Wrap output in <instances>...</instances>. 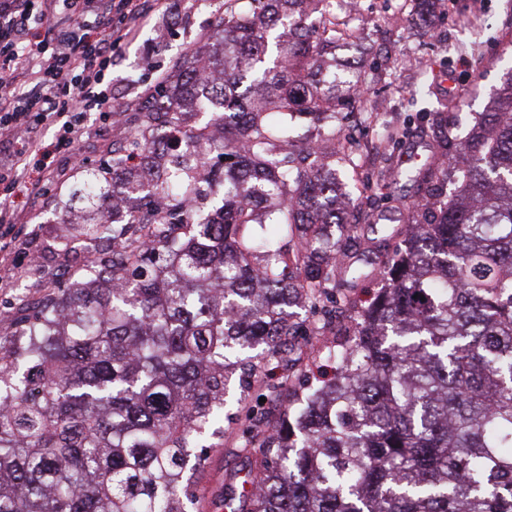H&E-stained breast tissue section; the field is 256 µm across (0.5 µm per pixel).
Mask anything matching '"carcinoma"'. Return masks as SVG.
I'll return each mask as SVG.
<instances>
[{"label":"carcinoma","mask_w":512,"mask_h":512,"mask_svg":"<svg viewBox=\"0 0 512 512\" xmlns=\"http://www.w3.org/2000/svg\"><path fill=\"white\" fill-rule=\"evenodd\" d=\"M326 4L224 0L142 100L112 177L80 172L75 287L0 335V512H195L236 418L230 378L295 371L299 309L335 336L327 370L274 426L249 418L261 465L227 512H512V68L463 137L434 115L439 155L404 173L416 198L381 287L333 332L336 269L372 276L342 255L336 181V122L368 78L336 56L358 35ZM217 127L224 169L193 180L204 162L180 139Z\"/></svg>","instance_id":"cac0c4a2"}]
</instances>
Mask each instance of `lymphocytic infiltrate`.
Segmentation results:
<instances>
[{
    "mask_svg": "<svg viewBox=\"0 0 512 512\" xmlns=\"http://www.w3.org/2000/svg\"><path fill=\"white\" fill-rule=\"evenodd\" d=\"M169 12V0H0V225L28 222L58 177L57 157L75 155L88 113L111 121L121 43Z\"/></svg>",
    "mask_w": 512,
    "mask_h": 512,
    "instance_id": "obj_1",
    "label": "lymphocytic infiltrate"
}]
</instances>
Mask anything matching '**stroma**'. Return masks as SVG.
Wrapping results in <instances>:
<instances>
[{"mask_svg": "<svg viewBox=\"0 0 512 512\" xmlns=\"http://www.w3.org/2000/svg\"><path fill=\"white\" fill-rule=\"evenodd\" d=\"M352 24L361 33L354 55L369 76L368 95L375 109L349 113L336 125L337 137L356 139L370 125L373 143H360L341 180L355 207L350 219L358 232L348 234L350 253L381 264L393 241L367 231L376 222L400 227L414 189L397 170L421 165L433 150L430 122L447 111L458 129L469 127L475 113L487 110L503 72L512 66V0H360ZM173 17L146 28L112 67L113 124L90 123L78 143L81 166L59 157L60 177L50 185L39 210L11 235L22 253L12 269L11 287L0 288V334L14 331L23 312L46 297L45 287H67L83 258L84 244L61 247L59 238L73 209L66 202L81 169H108L112 146L134 123L133 109L152 90L159 75L185 55L197 35L215 29L221 0H171ZM245 421H237L212 450L197 476L201 512H224V490L257 470L261 455L246 447Z\"/></svg>", "mask_w": 512, "mask_h": 512, "instance_id": "obj_1", "label": "stroma"}]
</instances>
